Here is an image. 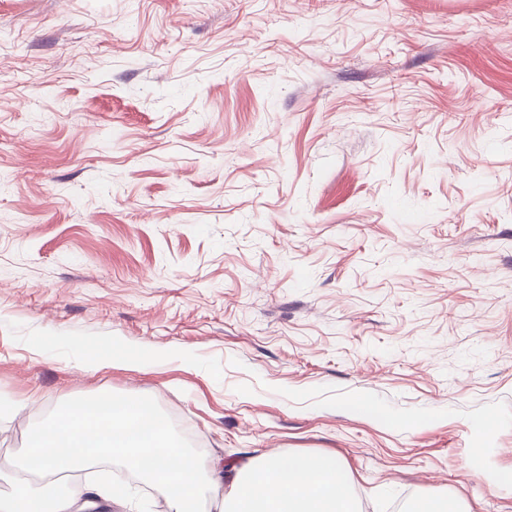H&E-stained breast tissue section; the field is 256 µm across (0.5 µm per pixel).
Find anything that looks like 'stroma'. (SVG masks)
<instances>
[{
  "label": "stroma",
  "mask_w": 512,
  "mask_h": 512,
  "mask_svg": "<svg viewBox=\"0 0 512 512\" xmlns=\"http://www.w3.org/2000/svg\"><path fill=\"white\" fill-rule=\"evenodd\" d=\"M101 392L336 454L355 512H512V0H0V491ZM119 348H123V346L114 343L112 351L97 347L86 348L84 351L85 358L83 364H87L89 368L100 369L110 366L114 359L120 357L128 365L136 366L137 359L135 356L132 354H119ZM413 512H459L448 498L441 497L434 493H424L413 505Z\"/></svg>",
  "instance_id": "1"
}]
</instances>
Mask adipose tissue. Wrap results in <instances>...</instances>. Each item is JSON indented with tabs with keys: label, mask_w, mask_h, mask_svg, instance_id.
<instances>
[{
	"label": "adipose tissue",
	"mask_w": 512,
	"mask_h": 512,
	"mask_svg": "<svg viewBox=\"0 0 512 512\" xmlns=\"http://www.w3.org/2000/svg\"><path fill=\"white\" fill-rule=\"evenodd\" d=\"M104 460L121 462L157 486L169 512H199L219 484L226 487L224 512H352L349 473L335 454L294 453L209 470L171 437L147 400L111 395L70 403L31 433L23 468L53 478L55 486L17 483L0 493V512H72L71 472Z\"/></svg>",
	"instance_id": "adipose-tissue-1"
}]
</instances>
